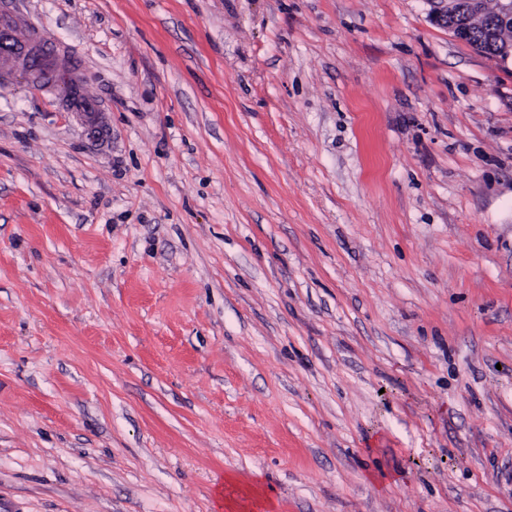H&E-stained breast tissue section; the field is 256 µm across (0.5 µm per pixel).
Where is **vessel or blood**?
Returning <instances> with one entry per match:
<instances>
[{"mask_svg":"<svg viewBox=\"0 0 512 512\" xmlns=\"http://www.w3.org/2000/svg\"><path fill=\"white\" fill-rule=\"evenodd\" d=\"M24 67L32 76L56 77L57 67L50 43L34 38H23L16 33L13 16L0 19V71Z\"/></svg>","mask_w":512,"mask_h":512,"instance_id":"obj_1","label":"vessel or blood"}]
</instances>
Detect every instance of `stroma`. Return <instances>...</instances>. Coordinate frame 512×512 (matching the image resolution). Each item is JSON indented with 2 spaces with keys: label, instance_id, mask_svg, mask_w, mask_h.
I'll list each match as a JSON object with an SVG mask.
<instances>
[{
  "label": "stroma",
  "instance_id": "35a3bbf8",
  "mask_svg": "<svg viewBox=\"0 0 512 512\" xmlns=\"http://www.w3.org/2000/svg\"><path fill=\"white\" fill-rule=\"evenodd\" d=\"M432 10L0 0V512H512V59ZM0 20V72L16 66H23L32 76L40 77L48 74L52 77L47 83L57 81V67L53 57L51 43L42 38H22L16 33V20L7 13H2ZM224 507L228 509L267 508L268 498L257 487L244 485L237 478H229L224 486Z\"/></svg>",
  "mask_w": 512,
  "mask_h": 512
}]
</instances>
